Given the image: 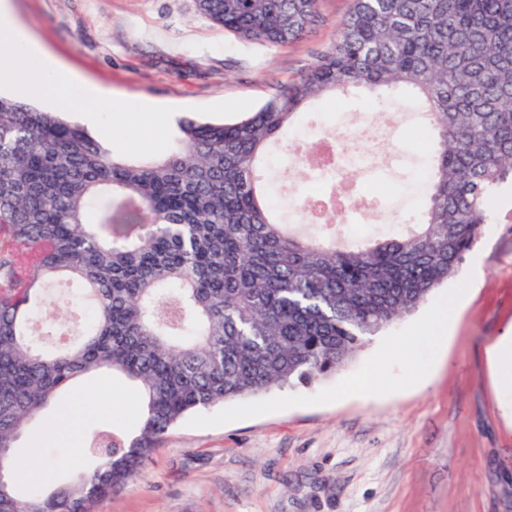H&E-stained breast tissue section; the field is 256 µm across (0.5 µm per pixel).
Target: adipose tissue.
<instances>
[{
  "instance_id": "obj_1",
  "label": "adipose tissue",
  "mask_w": 512,
  "mask_h": 512,
  "mask_svg": "<svg viewBox=\"0 0 512 512\" xmlns=\"http://www.w3.org/2000/svg\"><path fill=\"white\" fill-rule=\"evenodd\" d=\"M4 43L13 53L0 55V82L16 95L48 103L62 112H83L95 119L113 104L114 96L109 89L81 80L73 70L33 43L16 22L9 0H0V44ZM19 56L35 59V66L16 65ZM463 304L462 296L456 293L437 301L431 327L417 342L422 353L432 358L441 355Z\"/></svg>"
}]
</instances>
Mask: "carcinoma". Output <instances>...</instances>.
<instances>
[{
    "label": "carcinoma",
    "instance_id": "carcinoma-1",
    "mask_svg": "<svg viewBox=\"0 0 512 512\" xmlns=\"http://www.w3.org/2000/svg\"><path fill=\"white\" fill-rule=\"evenodd\" d=\"M224 30L286 45L318 0H198ZM414 94L435 140L410 230L347 245L284 223L261 177L299 111L350 89ZM153 160L0 95V469L74 380L135 382L137 433L0 512H90L191 412L330 375L451 278L512 183V0H354L333 51L232 123L177 124ZM72 283L93 308L45 351L33 315Z\"/></svg>",
    "mask_w": 512,
    "mask_h": 512
}]
</instances>
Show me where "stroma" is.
Wrapping results in <instances>:
<instances>
[{"label": "stroma", "instance_id": "obj_1", "mask_svg": "<svg viewBox=\"0 0 512 512\" xmlns=\"http://www.w3.org/2000/svg\"><path fill=\"white\" fill-rule=\"evenodd\" d=\"M17 20L73 71L115 95L172 104L178 116L233 121L275 97L331 52L353 0H319L318 20L297 41L243 40L200 12L197 0H12ZM392 130L385 148L402 163L369 183L380 208L345 210L342 236L406 230L420 213L419 168L430 140L419 137L410 93L390 99L364 90L319 107L293 139L319 146L334 130ZM113 152L150 158L176 146V126L117 122ZM295 153L276 149L265 173L270 201L292 217L307 187ZM498 219L437 296L466 288L454 336L442 358L416 346L433 307L425 302L377 336L343 370L312 382L220 403L172 427L139 476L93 512H512V385L493 381L487 348L512 336V186L497 198ZM377 391H363L366 374ZM107 387L112 410L88 418L81 436L112 426L135 432L141 411L134 383L83 378L95 399ZM70 398L24 431L18 449L39 440L64 483L90 467L82 444L59 437Z\"/></svg>", "mask_w": 512, "mask_h": 512}]
</instances>
